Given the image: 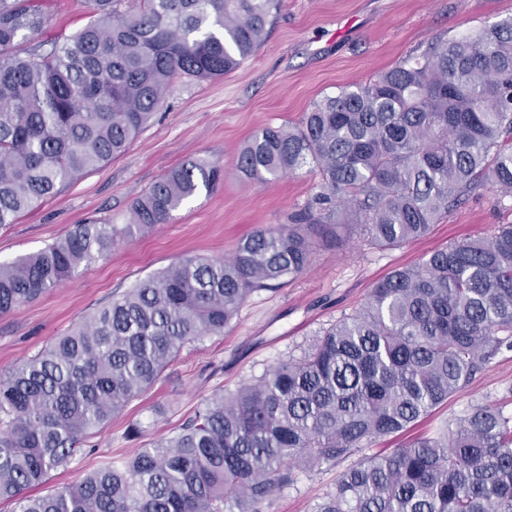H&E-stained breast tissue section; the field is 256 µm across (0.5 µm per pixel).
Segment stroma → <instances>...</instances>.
Listing matches in <instances>:
<instances>
[{
	"label": "stroma",
	"mask_w": 512,
	"mask_h": 512,
	"mask_svg": "<svg viewBox=\"0 0 512 512\" xmlns=\"http://www.w3.org/2000/svg\"><path fill=\"white\" fill-rule=\"evenodd\" d=\"M510 17L512 0H282L265 41L248 61L211 81L175 78L158 114L124 153L0 227V262H11L54 243L73 225L128 223L133 201L186 160L206 158L224 168L223 181L211 192L201 193L152 233L0 315V374L37 354L113 294L179 257H226L253 231L287 223L313 196L318 177L307 168L268 185L243 177L236 158L257 131L298 123L314 101L369 82L436 39L468 35ZM91 19L88 0H53L41 37L72 34ZM511 219L512 197L479 188L424 240L380 249L351 231L336 247L315 245L306 272L277 290L253 293L224 335L187 345L151 390L89 435L68 469L49 473L43 492L112 457L133 454L147 441L173 435L213 392L235 391L269 366L299 356L320 330L359 308L392 270L461 238L487 235ZM481 401L512 411V351L499 353L435 417H460ZM133 424L142 437L126 438ZM339 472V466L325 463L298 470L295 483L274 496L269 512H316L334 491Z\"/></svg>",
	"instance_id": "1"
}]
</instances>
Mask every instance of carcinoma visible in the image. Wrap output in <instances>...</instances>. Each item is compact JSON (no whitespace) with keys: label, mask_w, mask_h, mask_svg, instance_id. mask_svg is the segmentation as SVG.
Masks as SVG:
<instances>
[{"label":"carcinoma","mask_w":512,"mask_h":512,"mask_svg":"<svg viewBox=\"0 0 512 512\" xmlns=\"http://www.w3.org/2000/svg\"><path fill=\"white\" fill-rule=\"evenodd\" d=\"M91 0L95 19L22 53L47 0H0V226L123 153L175 77L210 81L259 49L281 0ZM236 166L267 183L303 167L317 192L228 259L185 256L82 318L0 378V501L15 512H263L303 464H338L317 512H512V413L486 401L390 452L503 349L512 350V223L379 280L299 357L214 393L175 434L37 494L93 430L150 389L188 344L222 336L248 296L300 276L311 238L356 228L392 249L426 238L479 187L512 195V18L445 40L367 83L264 127ZM222 167L188 160L131 205L129 223L76 224L0 263V314L150 233Z\"/></svg>","instance_id":"carcinoma-1"}]
</instances>
